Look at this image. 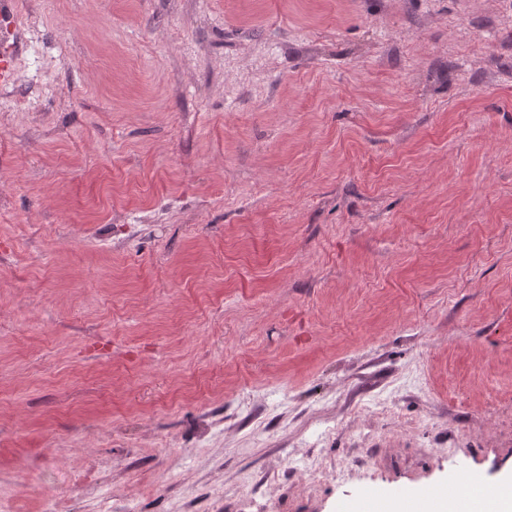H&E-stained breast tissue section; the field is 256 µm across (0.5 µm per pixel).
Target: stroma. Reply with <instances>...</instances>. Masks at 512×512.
Instances as JSON below:
<instances>
[{"label":"stroma","mask_w":512,"mask_h":512,"mask_svg":"<svg viewBox=\"0 0 512 512\" xmlns=\"http://www.w3.org/2000/svg\"><path fill=\"white\" fill-rule=\"evenodd\" d=\"M14 4L0 512L512 475V0Z\"/></svg>","instance_id":"obj_1"}]
</instances>
